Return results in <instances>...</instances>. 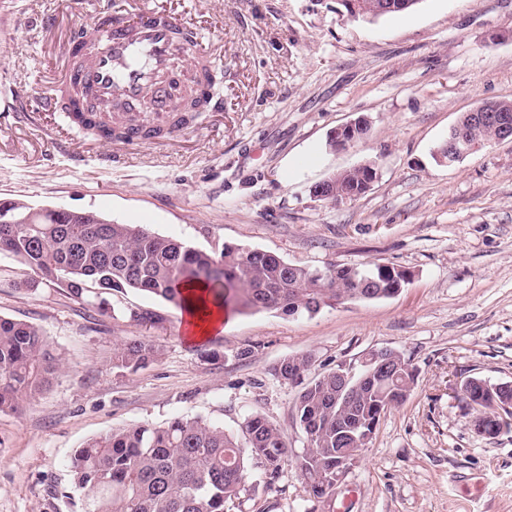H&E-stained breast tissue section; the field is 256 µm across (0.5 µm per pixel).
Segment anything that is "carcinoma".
<instances>
[{"instance_id": "carcinoma-1", "label": "carcinoma", "mask_w": 512, "mask_h": 512, "mask_svg": "<svg viewBox=\"0 0 512 512\" xmlns=\"http://www.w3.org/2000/svg\"><path fill=\"white\" fill-rule=\"evenodd\" d=\"M208 109V98L188 101L175 125L182 129ZM72 123L107 139L122 137L118 126H105L92 115L71 112ZM459 122L471 141L485 144L496 130L489 124ZM367 168L334 173L312 187L332 202L347 189L366 192ZM0 253L25 271L58 284L74 298H104L136 290L182 310L184 287L203 282L244 311L285 315L318 313L347 301H375L398 294L412 274L385 264L371 267L332 264L323 270L292 265L257 248L223 243L212 251L195 249L158 235L139 224H119L80 209L35 210L18 200L0 199ZM159 349L135 339L113 352V366L135 372L154 361ZM390 372L374 382L355 373L346 379L332 370L313 377L296 400L300 429L311 436L309 449L295 456V466L309 495L328 498L324 477L336 459L361 450L362 436L375 434L382 414L405 402L418 374L402 353L392 356ZM312 356L297 354L273 367L288 380V369L309 375ZM62 370L42 331L26 321L0 317V412L16 411L45 391ZM290 460L280 429L260 415L245 417L235 431L201 418H175L166 425L146 424L92 438L68 460L74 490L84 512H232L247 492L250 464L275 482Z\"/></svg>"}]
</instances>
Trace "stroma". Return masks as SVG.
Listing matches in <instances>:
<instances>
[{"label": "stroma", "instance_id": "obj_1", "mask_svg": "<svg viewBox=\"0 0 512 512\" xmlns=\"http://www.w3.org/2000/svg\"><path fill=\"white\" fill-rule=\"evenodd\" d=\"M123 2L0 0V199L92 210L202 250L244 244L311 269L384 263L412 279L313 316L229 309L222 331L191 343L165 301L129 291L99 309L51 282L25 287L0 255V316L37 325L65 362L50 389L0 412V512H81L69 456L136 424L200 417L233 431L257 413L301 453L299 388L273 366L308 353L324 372L373 349L401 352L419 378L335 495L310 498L294 464L271 486L253 466L237 512H512V431L479 435L453 390L512 382V140L433 158L463 113L512 100V0H421L370 21L336 0H143L190 17L216 51L223 109L104 167L95 139L44 101L74 21ZM361 116L367 132L332 148V131ZM367 162L377 178L364 195H312ZM139 338L157 360L113 368L117 345Z\"/></svg>", "mask_w": 512, "mask_h": 512}]
</instances>
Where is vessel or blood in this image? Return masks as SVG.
Returning a JSON list of instances; mask_svg holds the SVG:
<instances>
[{"mask_svg":"<svg viewBox=\"0 0 512 512\" xmlns=\"http://www.w3.org/2000/svg\"><path fill=\"white\" fill-rule=\"evenodd\" d=\"M74 34L80 48L65 56L51 92L79 97L106 122L124 124L129 145L139 143L143 120L166 121L216 66L183 16L141 0H126L108 19L78 20Z\"/></svg>","mask_w":512,"mask_h":512,"instance_id":"obj_1","label":"vessel or blood"}]
</instances>
